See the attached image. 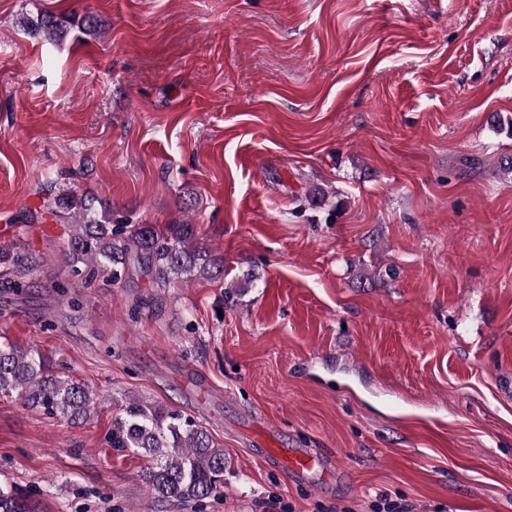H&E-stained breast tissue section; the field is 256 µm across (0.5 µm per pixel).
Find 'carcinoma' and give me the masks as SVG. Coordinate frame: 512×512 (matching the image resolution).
Listing matches in <instances>:
<instances>
[{
	"label": "carcinoma",
	"instance_id": "carcinoma-1",
	"mask_svg": "<svg viewBox=\"0 0 512 512\" xmlns=\"http://www.w3.org/2000/svg\"><path fill=\"white\" fill-rule=\"evenodd\" d=\"M28 30L47 41L68 34L67 21L50 12L38 14ZM44 207L60 219L69 214L70 250L89 277L102 271L116 282L138 266L155 272L156 284L164 288L195 272L205 279L224 272V259L197 246L194 225L188 222L168 225L163 236L152 224H114L112 212L99 213L82 198L48 197ZM0 393L74 423L86 420L97 401L87 385L55 371L44 354L9 341L0 342ZM112 447L152 460L142 480L159 502L201 501L224 487V449L177 410L128 402L112 422ZM0 512L38 510L21 491L0 487Z\"/></svg>",
	"mask_w": 512,
	"mask_h": 512
}]
</instances>
